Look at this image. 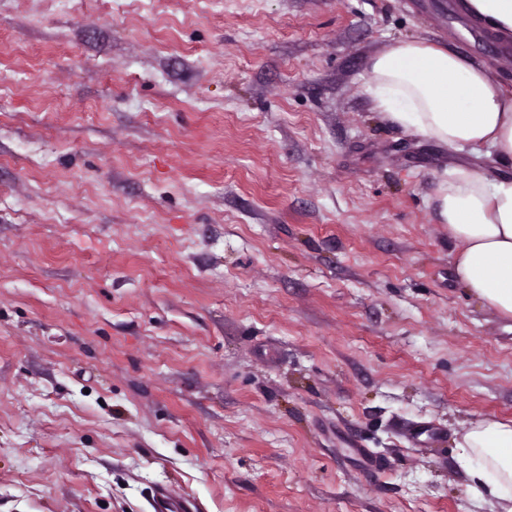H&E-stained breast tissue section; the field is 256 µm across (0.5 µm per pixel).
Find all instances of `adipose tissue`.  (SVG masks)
Returning <instances> with one entry per match:
<instances>
[{"label":"adipose tissue","instance_id":"obj_1","mask_svg":"<svg viewBox=\"0 0 512 512\" xmlns=\"http://www.w3.org/2000/svg\"><path fill=\"white\" fill-rule=\"evenodd\" d=\"M468 13L499 37L512 34V0H466ZM365 85L372 108L391 125L455 150L494 153L512 164V92L488 70L422 38L396 41L376 56ZM433 200L457 246L455 274L469 294L512 319V177L488 179L451 165ZM473 500L512 512V421L478 420L459 442Z\"/></svg>","mask_w":512,"mask_h":512}]
</instances>
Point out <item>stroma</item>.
<instances>
[{"mask_svg": "<svg viewBox=\"0 0 512 512\" xmlns=\"http://www.w3.org/2000/svg\"><path fill=\"white\" fill-rule=\"evenodd\" d=\"M445 2L0 0V512H497L512 322L431 196L504 167L364 92L411 37L512 90ZM458 448L473 500L490 501L497 512H512V420H478L464 431Z\"/></svg>", "mask_w": 512, "mask_h": 512, "instance_id": "obj_1", "label": "stroma"}]
</instances>
